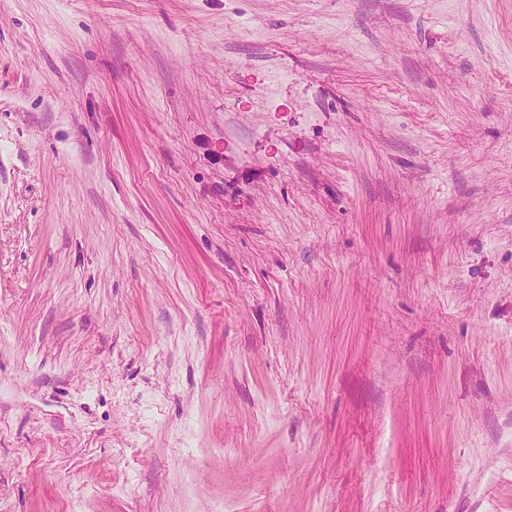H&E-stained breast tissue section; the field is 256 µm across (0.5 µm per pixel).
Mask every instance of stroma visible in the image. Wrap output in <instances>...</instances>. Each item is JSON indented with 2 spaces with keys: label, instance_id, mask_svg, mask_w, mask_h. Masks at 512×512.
Returning <instances> with one entry per match:
<instances>
[{
  "label": "stroma",
  "instance_id": "35a3bbf8",
  "mask_svg": "<svg viewBox=\"0 0 512 512\" xmlns=\"http://www.w3.org/2000/svg\"><path fill=\"white\" fill-rule=\"evenodd\" d=\"M0 512H512V0H0Z\"/></svg>",
  "mask_w": 512,
  "mask_h": 512
}]
</instances>
